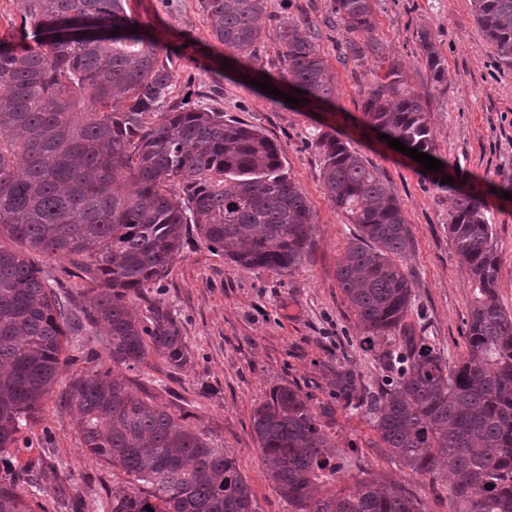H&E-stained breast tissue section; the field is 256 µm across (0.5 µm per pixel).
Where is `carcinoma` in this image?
I'll list each match as a JSON object with an SVG mask.
<instances>
[{
  "instance_id": "obj_1",
  "label": "carcinoma",
  "mask_w": 512,
  "mask_h": 512,
  "mask_svg": "<svg viewBox=\"0 0 512 512\" xmlns=\"http://www.w3.org/2000/svg\"><path fill=\"white\" fill-rule=\"evenodd\" d=\"M127 2L22 0L20 35L0 37V453L41 412L67 331L102 326L112 366L75 375L68 407L90 454L129 476L112 492V512H254L224 449L112 367L134 370L153 354L175 368L187 363L171 310L155 303L143 319L132 312L168 275L184 239L194 234L238 265L288 274L309 258L314 215L262 130L221 109L169 102L174 52L135 29ZM372 2L332 0V12L346 30L369 33ZM472 2L497 60L512 69V0ZM201 4L224 51L257 63L270 0ZM278 42L279 78L333 102L334 76L315 41L289 24ZM421 42L439 82L438 54L427 35ZM362 120L433 154L423 101L394 67L366 91ZM315 145L327 196L356 229L336 279L368 337L380 338L414 300L403 267L410 227L391 185L349 142L324 132ZM448 234L475 287L466 357L451 365L421 336L387 352L396 374L384 387L338 369L336 391L408 471L445 472L454 512H512V314L496 298L500 257L485 203L448 188ZM32 251L66 260L90 303L58 292ZM331 414L295 384L275 387L254 410L261 463L290 512H424L402 486L363 470L355 489L328 490L340 469L324 421ZM20 479L0 477V512H33L16 492Z\"/></svg>"
}]
</instances>
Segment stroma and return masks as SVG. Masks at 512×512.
Segmentation results:
<instances>
[{
    "label": "stroma",
    "instance_id": "1",
    "mask_svg": "<svg viewBox=\"0 0 512 512\" xmlns=\"http://www.w3.org/2000/svg\"><path fill=\"white\" fill-rule=\"evenodd\" d=\"M332 0H271L261 19L259 66L243 67L214 40L200 0H128L136 18L160 32L180 61L175 99L223 109L225 118L261 129L283 148V169L306 197L315 216L314 246L298 270L279 275L244 267L210 251L197 237L184 242L162 282L159 299L172 310L190 361L179 369L158 356L130 371L155 402L189 422L232 458L253 494L255 512H288L259 460L252 415L273 388L295 384L312 404L330 405L336 436L337 488L352 487L359 469L380 482L401 485L425 512H453L444 474L415 475L377 447L368 421L336 405L338 368L358 384L377 385L391 372L386 351L409 339L431 337L455 364L467 353L465 330L473 297L468 266L448 236V193L439 174L424 170L382 143L360 120L363 94L389 66H397L409 91L422 97L438 158L459 168L453 184L484 193L500 256L497 295L512 312V201L496 188L512 179V69L497 63L478 27L471 0H375L371 32L349 33L331 19ZM297 24L313 36L336 74L333 104L292 105L256 89L265 80L280 91L278 34ZM428 34L444 75L433 81L420 41ZM363 50L344 61L349 42ZM337 131L373 164L396 191L413 245L405 272L415 301L387 337L368 338L336 280V267L354 226L328 198L322 178L318 132ZM96 336L68 335L66 362L37 422L22 430L20 448L0 455V469L25 474L17 490L40 481V512H65L55 493L63 484L83 512H110L112 491L125 485L120 470L98 463L84 447L66 396L72 377L109 367Z\"/></svg>",
    "mask_w": 512,
    "mask_h": 512
}]
</instances>
